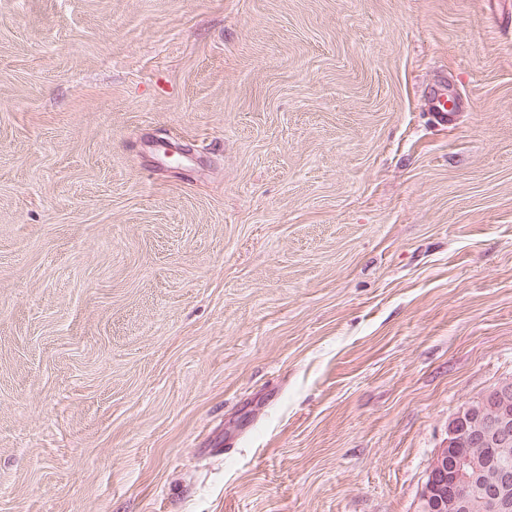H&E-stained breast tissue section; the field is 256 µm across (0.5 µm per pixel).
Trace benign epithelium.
I'll return each mask as SVG.
<instances>
[{
    "mask_svg": "<svg viewBox=\"0 0 512 512\" xmlns=\"http://www.w3.org/2000/svg\"><path fill=\"white\" fill-rule=\"evenodd\" d=\"M464 441L470 451L461 455ZM512 377L464 402L426 470L416 512H512Z\"/></svg>",
    "mask_w": 512,
    "mask_h": 512,
    "instance_id": "benign-epithelium-1",
    "label": "benign epithelium"
}]
</instances>
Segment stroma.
<instances>
[{
  "label": "stroma",
  "instance_id": "35a3bbf8",
  "mask_svg": "<svg viewBox=\"0 0 512 512\" xmlns=\"http://www.w3.org/2000/svg\"><path fill=\"white\" fill-rule=\"evenodd\" d=\"M509 375L512 0H0V512H414ZM453 95L448 94V85L440 86L433 93L430 104L429 112H432L434 119L439 123H447L448 118L452 116V109H448V101H453Z\"/></svg>",
  "mask_w": 512,
  "mask_h": 512
}]
</instances>
